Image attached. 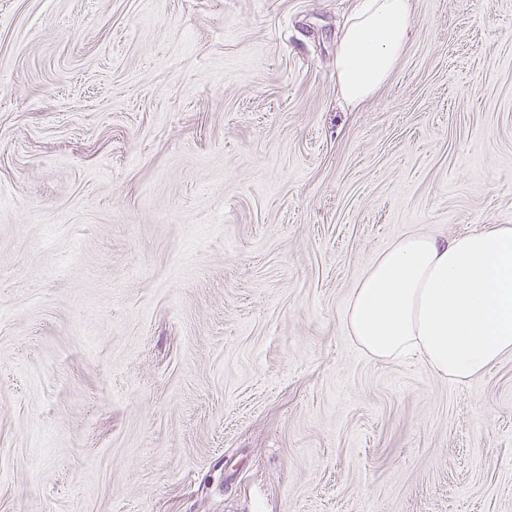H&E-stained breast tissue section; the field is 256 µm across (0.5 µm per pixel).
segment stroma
Instances as JSON below:
<instances>
[{"instance_id":"stroma-1","label":"stroma","mask_w":512,"mask_h":512,"mask_svg":"<svg viewBox=\"0 0 512 512\" xmlns=\"http://www.w3.org/2000/svg\"><path fill=\"white\" fill-rule=\"evenodd\" d=\"M0 0V512H512V355L349 336L410 231L512 226V0ZM336 57L343 98L361 105L387 80L412 29L410 0H360Z\"/></svg>"}]
</instances>
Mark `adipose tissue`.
Returning <instances> with one entry per match:
<instances>
[{"label": "adipose tissue", "instance_id": "obj_1", "mask_svg": "<svg viewBox=\"0 0 512 512\" xmlns=\"http://www.w3.org/2000/svg\"><path fill=\"white\" fill-rule=\"evenodd\" d=\"M410 0H361L336 57L348 104L387 80L412 29ZM345 324L380 360L416 359L464 385L512 354V226L452 239L411 232L384 250L351 293Z\"/></svg>", "mask_w": 512, "mask_h": 512}]
</instances>
